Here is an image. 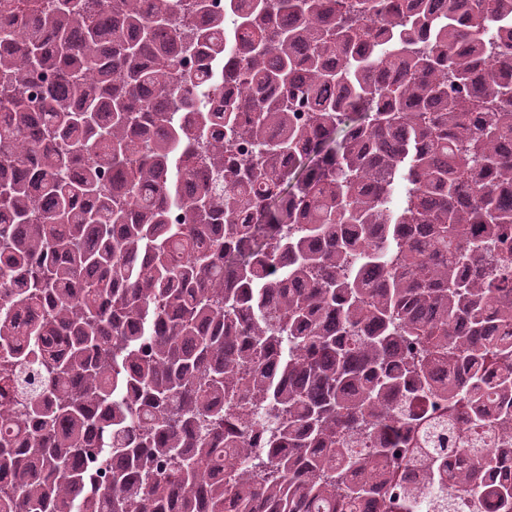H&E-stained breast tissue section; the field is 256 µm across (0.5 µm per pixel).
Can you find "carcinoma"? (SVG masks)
Masks as SVG:
<instances>
[{"label":"carcinoma","instance_id":"carcinoma-1","mask_svg":"<svg viewBox=\"0 0 512 512\" xmlns=\"http://www.w3.org/2000/svg\"><path fill=\"white\" fill-rule=\"evenodd\" d=\"M510 143L512 0H0V512H512ZM455 429L448 430V456L452 460H464L465 463H477L480 458L485 455L492 448H503L501 442H478L470 441L467 445L460 444V438L457 431L458 426H462L461 423L455 422ZM458 448H470L465 454H460Z\"/></svg>","mask_w":512,"mask_h":512}]
</instances>
